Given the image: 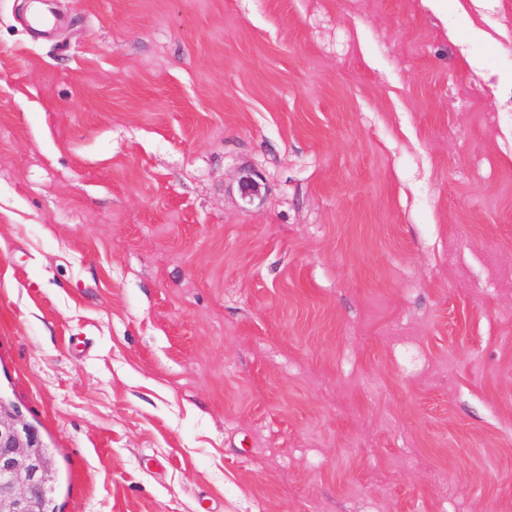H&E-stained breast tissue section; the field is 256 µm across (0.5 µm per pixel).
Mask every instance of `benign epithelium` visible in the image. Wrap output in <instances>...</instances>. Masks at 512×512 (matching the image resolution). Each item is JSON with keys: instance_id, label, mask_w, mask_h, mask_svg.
<instances>
[{"instance_id": "1", "label": "benign epithelium", "mask_w": 512, "mask_h": 512, "mask_svg": "<svg viewBox=\"0 0 512 512\" xmlns=\"http://www.w3.org/2000/svg\"><path fill=\"white\" fill-rule=\"evenodd\" d=\"M39 443L36 428L0 398V512H45L54 489L53 471Z\"/></svg>"}]
</instances>
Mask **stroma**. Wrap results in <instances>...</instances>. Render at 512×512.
I'll return each instance as SVG.
<instances>
[{"instance_id": "stroma-1", "label": "stroma", "mask_w": 512, "mask_h": 512, "mask_svg": "<svg viewBox=\"0 0 512 512\" xmlns=\"http://www.w3.org/2000/svg\"><path fill=\"white\" fill-rule=\"evenodd\" d=\"M0 0V392L57 512H512V0Z\"/></svg>"}]
</instances>
